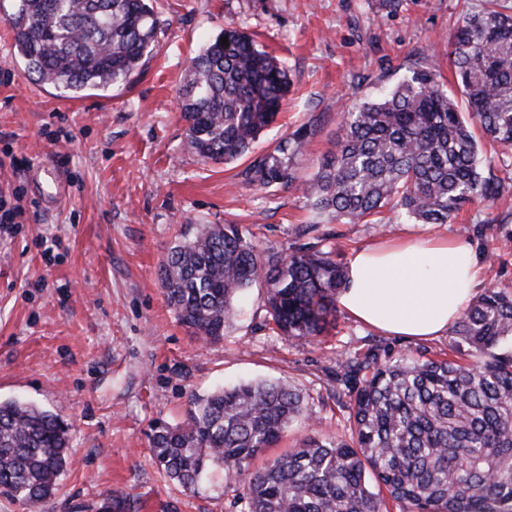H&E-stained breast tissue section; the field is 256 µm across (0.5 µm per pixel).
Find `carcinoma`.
<instances>
[{"label":"carcinoma","instance_id":"cac0c4a2","mask_svg":"<svg viewBox=\"0 0 512 512\" xmlns=\"http://www.w3.org/2000/svg\"><path fill=\"white\" fill-rule=\"evenodd\" d=\"M5 21L29 76L78 98L127 83L157 47L147 0H14ZM228 38L229 45L221 43ZM448 66L465 100L437 73L406 79L347 112L336 150L300 184L317 213L380 223L384 209L417 224H448L474 202L492 203L512 177L484 174L477 137L512 149V15L465 14L448 41ZM287 72L253 38L226 26L191 59L181 97L185 145L205 161L249 154L288 95ZM315 134L281 139L244 172L259 187L295 183ZM159 278L191 335L224 339L251 288L265 290L269 320L291 340H315L336 315L345 266L317 243L264 250L238 224H187ZM471 360L393 354L379 347L338 365L352 411L346 441L319 426L264 467L254 461L307 418L301 392L259 380L194 394L185 417L158 419L152 459L193 490L220 468L244 512H512V295L487 289L454 328ZM69 426L55 413L0 401V493L31 504L51 498L67 464Z\"/></svg>","mask_w":512,"mask_h":512}]
</instances>
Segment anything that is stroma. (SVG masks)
<instances>
[{"instance_id": "stroma-1", "label": "stroma", "mask_w": 512, "mask_h": 512, "mask_svg": "<svg viewBox=\"0 0 512 512\" xmlns=\"http://www.w3.org/2000/svg\"><path fill=\"white\" fill-rule=\"evenodd\" d=\"M487 0H152L156 53L128 84L77 99L27 75L0 0V198L15 207L0 224V400L36 404L70 425L67 466L54 497L32 506L0 495V512H240L224 475L189 493L151 458L156 419L175 423L188 398L241 379L285 378L322 429L349 432L336 361L373 346L441 357L452 335L384 336L345 312L314 341L277 336L263 292L250 289L223 341L206 345L177 321L158 270L184 224H243L260 247L322 242L341 260L386 237L463 238L475 247L482 288L512 292V243L492 245L491 219L512 233V189L491 205H466L448 224H350L311 209L294 184L268 189L243 177L280 139L313 127L297 179L334 148L344 112L412 70L439 68L445 91L457 19ZM239 27L288 70L290 93L250 155L213 164L185 146L181 86L190 57L226 25ZM54 157L68 194L47 210L30 177ZM316 229L305 232L307 224Z\"/></svg>"}]
</instances>
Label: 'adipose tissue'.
Wrapping results in <instances>:
<instances>
[{"label":"adipose tissue","mask_w":512,"mask_h":512,"mask_svg":"<svg viewBox=\"0 0 512 512\" xmlns=\"http://www.w3.org/2000/svg\"><path fill=\"white\" fill-rule=\"evenodd\" d=\"M478 276L470 242L393 240L355 251L339 303L384 334L433 338L459 319Z\"/></svg>","instance_id":"ef3b65f1"}]
</instances>
